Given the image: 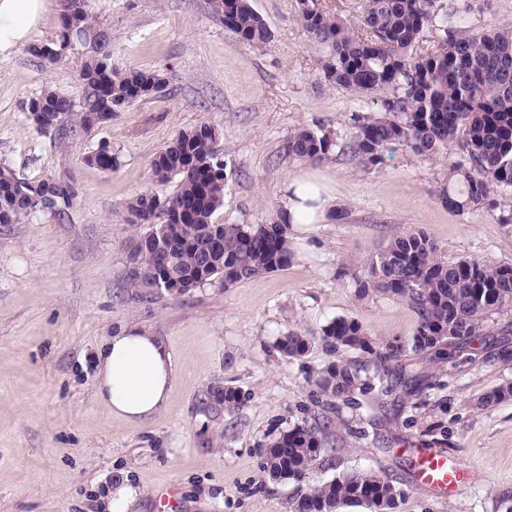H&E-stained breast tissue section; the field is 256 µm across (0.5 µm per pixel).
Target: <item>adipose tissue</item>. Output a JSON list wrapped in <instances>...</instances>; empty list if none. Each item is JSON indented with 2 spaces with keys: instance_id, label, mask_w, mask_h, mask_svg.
<instances>
[{
  "instance_id": "ef3b65f1",
  "label": "adipose tissue",
  "mask_w": 512,
  "mask_h": 512,
  "mask_svg": "<svg viewBox=\"0 0 512 512\" xmlns=\"http://www.w3.org/2000/svg\"><path fill=\"white\" fill-rule=\"evenodd\" d=\"M49 0H0V57L27 44L49 10ZM278 216L290 230L305 232L334 213L330 193L298 178L289 179ZM176 369L167 343L150 331L123 326L96 353L95 396L113 417L141 424L164 409L174 391Z\"/></svg>"
}]
</instances>
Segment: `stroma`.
<instances>
[{"mask_svg": "<svg viewBox=\"0 0 512 512\" xmlns=\"http://www.w3.org/2000/svg\"><path fill=\"white\" fill-rule=\"evenodd\" d=\"M440 4L471 31L512 24V0ZM251 6L271 33L261 48L225 28L209 0H90L113 66L164 67L169 83L74 140L41 133L27 111L47 90L82 100L89 46L73 43L54 65L32 51L55 39L62 0L32 45L0 57V162L22 180L56 176L77 190L65 220L0 225V512H102L106 485L122 477L142 490L141 512H292L311 485L364 469L403 490L394 512H512V400L478 403L512 383V360L502 359L512 353V311L491 315L459 357L415 364L445 383L419 409L367 394L331 414L312 384L331 359L321 335L333 319L360 320L381 350L416 330L406 302L356 297L355 263L415 230L448 261L512 265V190L496 195L495 210L459 213L439 197L448 162L438 153L397 146L370 167L338 150L316 163L289 158L297 128L346 143L350 114L377 113L378 99L325 84L321 50L295 22L297 0ZM201 125L215 128L226 174L214 222L269 223L288 180L303 175L325 184L346 217L290 234L292 259L269 274L186 294L133 287L131 246L150 227L129 223L127 204L152 189L155 154ZM103 143L119 157L109 173L86 161ZM124 325L161 336L175 361L167 407L142 425L113 418L94 394L96 350ZM291 332L311 339L305 355L280 351ZM224 388L240 404L224 406L215 396ZM326 416L332 426L310 479L269 478V442ZM421 448L463 461L469 479L444 498L420 487L410 462Z\"/></svg>", "mask_w": 512, "mask_h": 512, "instance_id": "35a3bbf8", "label": "stroma"}]
</instances>
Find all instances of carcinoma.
Returning a JSON list of instances; mask_svg holds the SVG:
<instances>
[{
  "mask_svg": "<svg viewBox=\"0 0 512 512\" xmlns=\"http://www.w3.org/2000/svg\"><path fill=\"white\" fill-rule=\"evenodd\" d=\"M438 0H362L360 25L353 27L321 8L318 0H298L297 21L309 41L320 46L323 80L353 94L379 99L380 115L355 113V129L343 145L352 159L376 166L393 146L416 156L442 153L448 158V181L440 198L451 209H494L495 194L512 189V25L467 33L437 5ZM212 12L224 27L255 47L269 43L270 32L250 0H211ZM100 31L89 0H65L57 39L33 48L50 63L62 59L73 42L85 43ZM80 105L47 91L29 102L27 111L43 133L72 138L93 127L90 113H105L112 121L142 99L136 88L168 83L160 67L112 66L108 40L95 48L80 71ZM215 128L200 126L176 133L151 162L156 188L138 194L127 210L132 224H150L130 253V277L138 288H162L177 278L178 292L220 279L224 287L288 265L289 225L217 224L215 212L224 206V163L212 136ZM337 142L331 135L297 129L288 143V157L317 162ZM91 165L104 172L118 167L108 145L92 153ZM174 184V190L164 187ZM65 181L47 177L23 181L0 164V224H18L38 213L64 218L77 190L62 192ZM183 209L177 218L169 207ZM212 260L210 275L202 278V260ZM360 297L373 292L400 299L413 307L418 325L407 344H390L378 351L356 318H337L321 337L332 351L359 349L379 363L397 362L398 371L376 372L352 360L328 362L314 385L336 402L376 392L384 404L398 388L409 397L442 387L407 373L402 358L414 354L439 355L481 335L493 314L512 308V265L486 260H445L424 233L405 232L368 259L353 276ZM311 340L290 333L280 349L290 358L304 355ZM512 399V383L484 394L483 407ZM325 439V430L297 425L280 434L265 452L263 469L273 479L302 481L310 473ZM403 491L387 477L360 470L314 486L294 501V512H341L359 506L366 512H393Z\"/></svg>",
  "mask_w": 512,
  "mask_h": 512,
  "instance_id": "carcinoma-1",
  "label": "carcinoma"
}]
</instances>
